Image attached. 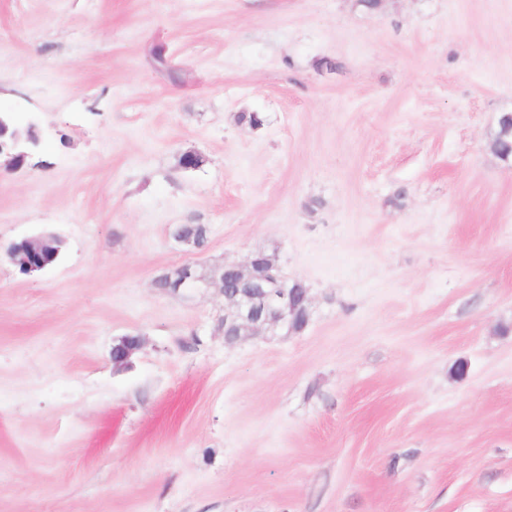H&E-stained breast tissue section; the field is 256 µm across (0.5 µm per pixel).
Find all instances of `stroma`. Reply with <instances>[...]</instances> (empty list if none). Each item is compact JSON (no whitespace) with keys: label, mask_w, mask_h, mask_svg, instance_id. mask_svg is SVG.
Masks as SVG:
<instances>
[{"label":"stroma","mask_w":512,"mask_h":512,"mask_svg":"<svg viewBox=\"0 0 512 512\" xmlns=\"http://www.w3.org/2000/svg\"><path fill=\"white\" fill-rule=\"evenodd\" d=\"M4 112L0 512H512V0H0ZM259 250L303 331L154 285ZM193 233L198 239L197 246L193 235L189 232L187 224H174L172 227L173 239L182 245L196 246L197 249H204L209 240V225L194 224ZM21 243L23 247L20 250L7 253L11 263L25 275L44 270L48 266V261L42 258L47 248L44 240L24 239Z\"/></svg>","instance_id":"stroma-1"}]
</instances>
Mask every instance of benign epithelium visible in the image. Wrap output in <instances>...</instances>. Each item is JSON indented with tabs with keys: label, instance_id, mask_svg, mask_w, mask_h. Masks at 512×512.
<instances>
[{
	"label": "benign epithelium",
	"instance_id": "benign-epithelium-1",
	"mask_svg": "<svg viewBox=\"0 0 512 512\" xmlns=\"http://www.w3.org/2000/svg\"><path fill=\"white\" fill-rule=\"evenodd\" d=\"M47 248L44 240L24 239L22 248L9 254L11 263L26 275L44 270L48 262L42 258ZM163 289L180 294L200 288L218 287L224 294V336H241L246 327L275 331L299 332L304 328L297 317V307L304 305L310 317L309 292L297 294L303 287L299 280H290L280 273L270 258H248L247 264L224 265V274L207 277L190 266H183L160 276Z\"/></svg>",
	"mask_w": 512,
	"mask_h": 512
}]
</instances>
